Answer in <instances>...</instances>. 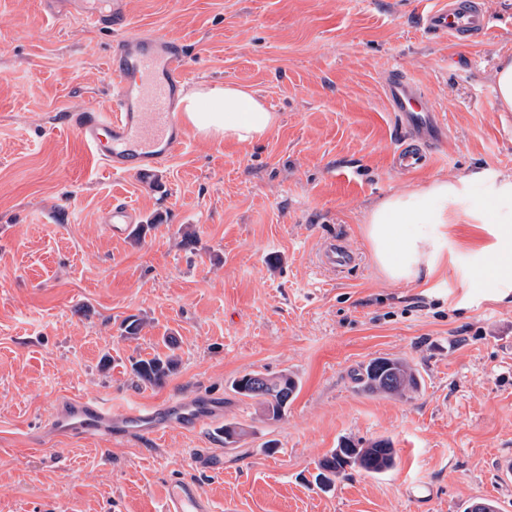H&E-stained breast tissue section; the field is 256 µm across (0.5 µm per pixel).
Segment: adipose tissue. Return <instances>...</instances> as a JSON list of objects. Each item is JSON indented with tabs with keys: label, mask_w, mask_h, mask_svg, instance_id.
Instances as JSON below:
<instances>
[{
	"label": "adipose tissue",
	"mask_w": 512,
	"mask_h": 512,
	"mask_svg": "<svg viewBox=\"0 0 512 512\" xmlns=\"http://www.w3.org/2000/svg\"><path fill=\"white\" fill-rule=\"evenodd\" d=\"M182 123L196 135L221 138L241 145L263 140L279 123V115L256 93L227 83L202 84L178 102ZM469 177L433 179L392 194L377 204L366 218V237L373 257L385 276L411 284L422 272L433 271L441 257L440 227L446 226L463 206ZM478 220L496 223L495 241L486 251L494 276L512 277V175L502 176L486 204L472 208Z\"/></svg>",
	"instance_id": "ef3b65f1"
}]
</instances>
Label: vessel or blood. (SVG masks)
<instances>
[{"mask_svg": "<svg viewBox=\"0 0 512 512\" xmlns=\"http://www.w3.org/2000/svg\"><path fill=\"white\" fill-rule=\"evenodd\" d=\"M421 19L432 33L458 42L485 36L489 21L479 0H420ZM46 13L74 15L88 24L116 32L109 56L113 97L108 107H88L67 114L65 124L88 157L108 173L135 177L150 185L162 165L186 145L176 103L186 83V51L182 44L125 30L123 0H43ZM391 111L413 139L392 154L393 165L412 170L429 162L428 144L439 141L442 127L436 107L405 71L389 73L383 85ZM113 236H126L136 214L117 204L103 217ZM222 402L199 397L163 405L135 404L121 410L99 397L68 395L46 421L52 434L91 437L105 434L129 441L153 439L172 428L195 431L218 420ZM161 512H215L196 481L172 476Z\"/></svg>", "mask_w": 512, "mask_h": 512, "instance_id": "vessel-or-blood-1", "label": "vessel or blood"}]
</instances>
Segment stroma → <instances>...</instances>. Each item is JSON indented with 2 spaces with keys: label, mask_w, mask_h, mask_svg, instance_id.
Listing matches in <instances>:
<instances>
[{
  "label": "stroma",
  "mask_w": 512,
  "mask_h": 512,
  "mask_svg": "<svg viewBox=\"0 0 512 512\" xmlns=\"http://www.w3.org/2000/svg\"><path fill=\"white\" fill-rule=\"evenodd\" d=\"M489 34L466 45L423 27L415 0H125L129 27L184 45L188 84L242 85L280 115L262 141L189 135L152 190L90 164L62 114L112 99L114 35L46 15L41 0H0V512H159L169 478L196 480L218 512H463L512 487L492 468L512 452V280L476 283L494 238L458 215L441 264L413 285L376 264L365 220L387 196L472 171L469 205L512 174V135L490 93L498 50L512 49V0H481ZM408 71L446 120L427 166L397 171L407 133L381 77ZM139 229L115 238L114 202ZM354 264L320 262L331 240ZM142 320L135 338L128 317ZM177 341L178 371L142 384L133 361ZM399 357L423 383L370 395L356 376ZM292 372L284 418L266 420L231 383ZM220 395L212 429L156 441L51 437L59 398L163 404ZM389 440L392 469H347L328 488L317 464L339 443ZM222 452L197 469L194 452ZM424 485L425 503L410 496Z\"/></svg>",
  "instance_id": "obj_1"
}]
</instances>
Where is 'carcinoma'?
Instances as JSON below:
<instances>
[{
  "label": "carcinoma",
  "mask_w": 512,
  "mask_h": 512,
  "mask_svg": "<svg viewBox=\"0 0 512 512\" xmlns=\"http://www.w3.org/2000/svg\"><path fill=\"white\" fill-rule=\"evenodd\" d=\"M168 354H156L150 359H139L132 364L134 375L144 384L160 385L175 373L179 360L172 353L175 344L172 339H164ZM359 384L369 393L403 395L414 393L422 386L418 371L405 359L375 358L359 374ZM238 395L257 400L262 415L269 421L277 422L288 410V403L298 389V381L285 373L267 375L250 372L231 384ZM394 449L389 441L378 440L366 448L351 442H343L338 448L325 455L318 463L319 485L329 487L335 483L346 468L357 466L371 474L388 471L394 464Z\"/></svg>",
  "instance_id": "1"
}]
</instances>
